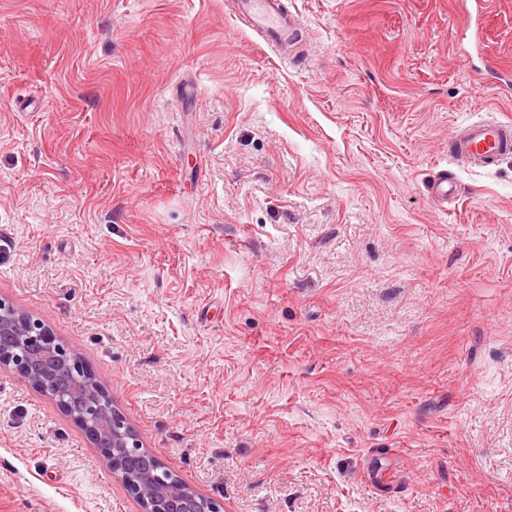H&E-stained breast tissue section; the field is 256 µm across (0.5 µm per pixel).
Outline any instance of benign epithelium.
<instances>
[{
  "label": "benign epithelium",
  "mask_w": 512,
  "mask_h": 512,
  "mask_svg": "<svg viewBox=\"0 0 512 512\" xmlns=\"http://www.w3.org/2000/svg\"><path fill=\"white\" fill-rule=\"evenodd\" d=\"M0 368L12 369L83 432L141 512H222L221 504L180 481L146 448L98 374L39 318L0 299Z\"/></svg>",
  "instance_id": "benign-epithelium-1"
}]
</instances>
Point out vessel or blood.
Instances as JSON below:
<instances>
[{
	"mask_svg": "<svg viewBox=\"0 0 512 512\" xmlns=\"http://www.w3.org/2000/svg\"><path fill=\"white\" fill-rule=\"evenodd\" d=\"M237 12L272 43L290 47L302 38L297 18L283 11L280 0H234ZM456 160L476 168L512 155V123L494 118L471 120L451 138ZM458 194L454 178L440 174L430 181L428 195L433 204L447 206Z\"/></svg>",
	"mask_w": 512,
	"mask_h": 512,
	"instance_id": "vessel-or-blood-1",
	"label": "vessel or blood"
}]
</instances>
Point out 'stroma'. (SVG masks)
Instances as JSON below:
<instances>
[{"label":"stroma","instance_id":"obj_1","mask_svg":"<svg viewBox=\"0 0 512 512\" xmlns=\"http://www.w3.org/2000/svg\"><path fill=\"white\" fill-rule=\"evenodd\" d=\"M231 4L0 0V299L223 512H512V0ZM138 510L0 369V512ZM237 12L272 43L291 48L302 38L297 18L283 11L279 0H234ZM450 142L456 160L471 167L485 168L495 160L512 155V123L494 118L467 121ZM428 195L433 204L447 207L448 202L458 194V185L453 177L448 178V171L433 177L428 185Z\"/></svg>","mask_w":512,"mask_h":512}]
</instances>
